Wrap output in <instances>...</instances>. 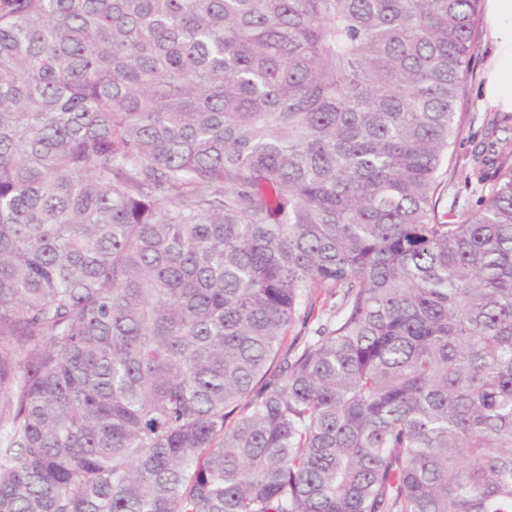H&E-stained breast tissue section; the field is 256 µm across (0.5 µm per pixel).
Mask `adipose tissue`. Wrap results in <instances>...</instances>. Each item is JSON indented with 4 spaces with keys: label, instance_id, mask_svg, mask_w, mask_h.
Masks as SVG:
<instances>
[{
    "label": "adipose tissue",
    "instance_id": "obj_1",
    "mask_svg": "<svg viewBox=\"0 0 512 512\" xmlns=\"http://www.w3.org/2000/svg\"><path fill=\"white\" fill-rule=\"evenodd\" d=\"M486 23L497 52L487 65L485 95L512 112V0H487Z\"/></svg>",
    "mask_w": 512,
    "mask_h": 512
}]
</instances>
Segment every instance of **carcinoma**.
I'll use <instances>...</instances> for the list:
<instances>
[{"label": "carcinoma", "mask_w": 512, "mask_h": 512, "mask_svg": "<svg viewBox=\"0 0 512 512\" xmlns=\"http://www.w3.org/2000/svg\"><path fill=\"white\" fill-rule=\"evenodd\" d=\"M482 2L0 0V512H512ZM485 5L487 28L498 47L495 55V45L486 31ZM486 65V97L502 112H512V0H484L482 3L478 50L456 103L461 133L452 158L443 166L439 177V210L448 213V220H459L465 213L478 209L481 199L480 189L467 183L465 178L473 168L475 145L486 137L487 121L495 112H500L484 95Z\"/></svg>", "instance_id": "carcinoma-1"}]
</instances>
